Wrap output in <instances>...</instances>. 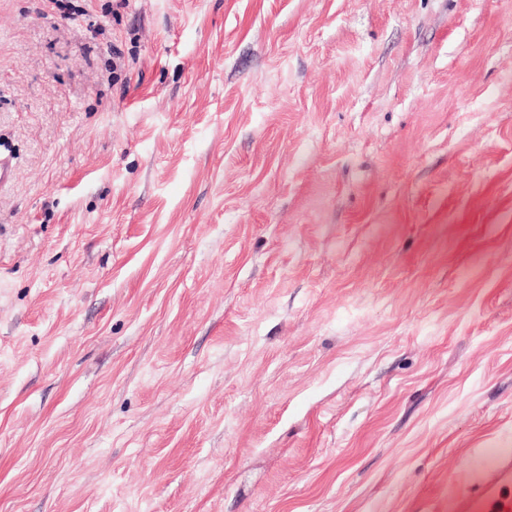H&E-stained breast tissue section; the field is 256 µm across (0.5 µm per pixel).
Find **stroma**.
<instances>
[{
  "mask_svg": "<svg viewBox=\"0 0 512 512\" xmlns=\"http://www.w3.org/2000/svg\"><path fill=\"white\" fill-rule=\"evenodd\" d=\"M0 512L512 499V0H0Z\"/></svg>",
  "mask_w": 512,
  "mask_h": 512,
  "instance_id": "obj_1",
  "label": "stroma"
}]
</instances>
